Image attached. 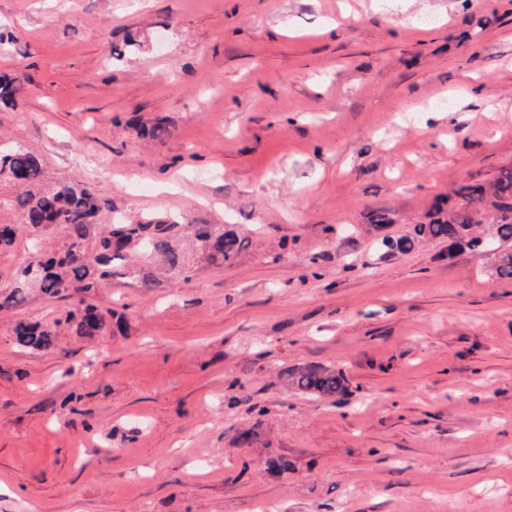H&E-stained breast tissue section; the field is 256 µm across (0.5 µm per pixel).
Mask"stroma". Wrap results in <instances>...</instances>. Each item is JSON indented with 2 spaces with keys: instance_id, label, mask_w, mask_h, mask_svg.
Instances as JSON below:
<instances>
[{
  "instance_id": "stroma-1",
  "label": "stroma",
  "mask_w": 512,
  "mask_h": 512,
  "mask_svg": "<svg viewBox=\"0 0 512 512\" xmlns=\"http://www.w3.org/2000/svg\"><path fill=\"white\" fill-rule=\"evenodd\" d=\"M1 31L25 96L0 146L97 190L100 223L251 246L102 281L123 336L80 335L76 293L0 310V512H512V281L372 226L512 167V0H0ZM309 364L346 391L287 384ZM51 330L38 323L18 322L13 329V340L23 350L40 351L50 345Z\"/></svg>"
}]
</instances>
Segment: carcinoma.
Segmentation results:
<instances>
[{
  "mask_svg": "<svg viewBox=\"0 0 512 512\" xmlns=\"http://www.w3.org/2000/svg\"><path fill=\"white\" fill-rule=\"evenodd\" d=\"M22 80L0 73V108L18 105ZM0 210L7 209L18 218L0 223V249L13 244L17 234L34 238L32 248L39 250L38 236L59 229L62 244L46 256H36L17 271L9 291L0 293V310L26 304L30 290L39 289L49 297H66L72 292L92 294L113 269L128 266L136 257H144L170 276L183 274L187 267L179 236H184L210 265L234 264L250 244L248 238L223 224H181L175 220L121 222L102 225L99 215L105 200L102 195L73 179L52 184L46 180L43 158L21 148L0 149ZM462 203L448 216H434L427 224H417L413 232L401 237L383 235L380 248L388 253H408L423 241L448 242V257L465 250L484 253L489 247L483 239L482 220L490 219L487 229L493 233L494 269L499 278H512V168L501 170L490 184H465L456 190ZM66 320L77 322L80 334L102 336L111 330L119 333L124 323H110L92 305L71 309ZM51 330L38 323L19 322L13 340L23 350L40 351L50 345ZM297 389L317 396L332 397L346 390V378L340 371L308 365L291 374Z\"/></svg>",
  "mask_w": 512,
  "mask_h": 512,
  "instance_id": "cac0c4a2",
  "label": "carcinoma"
}]
</instances>
